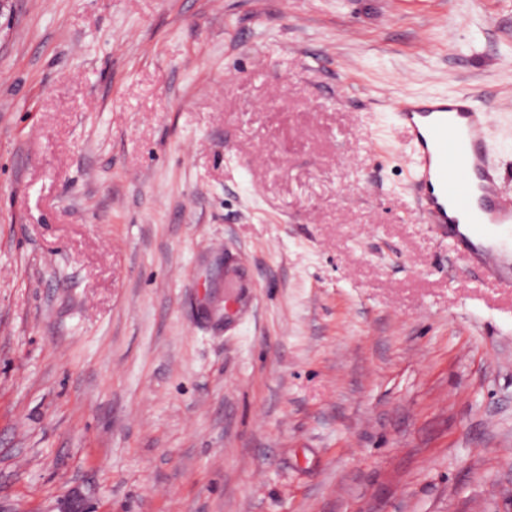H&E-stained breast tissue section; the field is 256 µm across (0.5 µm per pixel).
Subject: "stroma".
Returning a JSON list of instances; mask_svg holds the SVG:
<instances>
[{
  "mask_svg": "<svg viewBox=\"0 0 512 512\" xmlns=\"http://www.w3.org/2000/svg\"><path fill=\"white\" fill-rule=\"evenodd\" d=\"M512 0H8L0 512H512V289L424 223L389 106Z\"/></svg>",
  "mask_w": 512,
  "mask_h": 512,
  "instance_id": "obj_1",
  "label": "stroma"
}]
</instances>
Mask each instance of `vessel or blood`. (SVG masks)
Instances as JSON below:
<instances>
[{"mask_svg": "<svg viewBox=\"0 0 512 512\" xmlns=\"http://www.w3.org/2000/svg\"><path fill=\"white\" fill-rule=\"evenodd\" d=\"M399 128L411 144L410 188L425 223L435 225L456 249L472 236L495 230L496 245L471 252L485 275L503 279L505 259L512 253V194L506 193L489 142L497 114L471 92L450 97H405L391 101ZM468 231H461L462 218Z\"/></svg>", "mask_w": 512, "mask_h": 512, "instance_id": "b4317fda", "label": "vessel or blood"}]
</instances>
